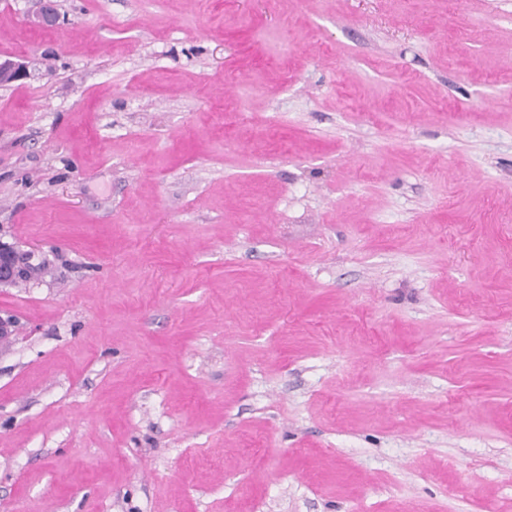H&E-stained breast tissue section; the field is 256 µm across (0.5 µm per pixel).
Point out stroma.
Returning a JSON list of instances; mask_svg holds the SVG:
<instances>
[{
	"label": "stroma",
	"mask_w": 512,
	"mask_h": 512,
	"mask_svg": "<svg viewBox=\"0 0 512 512\" xmlns=\"http://www.w3.org/2000/svg\"><path fill=\"white\" fill-rule=\"evenodd\" d=\"M0 0V512H512V0ZM29 72L23 62L13 60L11 57L2 59L0 56V85H12L18 81L28 78ZM34 252L23 251L16 243L3 241L0 228V288L13 286L27 276L31 267Z\"/></svg>",
	"instance_id": "35a3bbf8"
}]
</instances>
